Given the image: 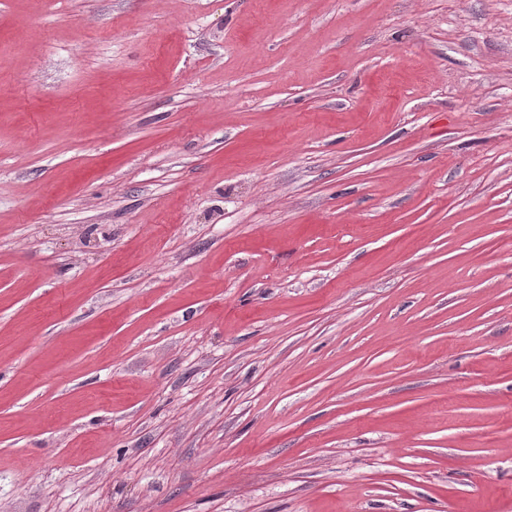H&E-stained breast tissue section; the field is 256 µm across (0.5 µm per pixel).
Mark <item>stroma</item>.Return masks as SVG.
<instances>
[{
    "label": "stroma",
    "mask_w": 512,
    "mask_h": 512,
    "mask_svg": "<svg viewBox=\"0 0 512 512\" xmlns=\"http://www.w3.org/2000/svg\"><path fill=\"white\" fill-rule=\"evenodd\" d=\"M0 512H512V0H0Z\"/></svg>",
    "instance_id": "1"
}]
</instances>
